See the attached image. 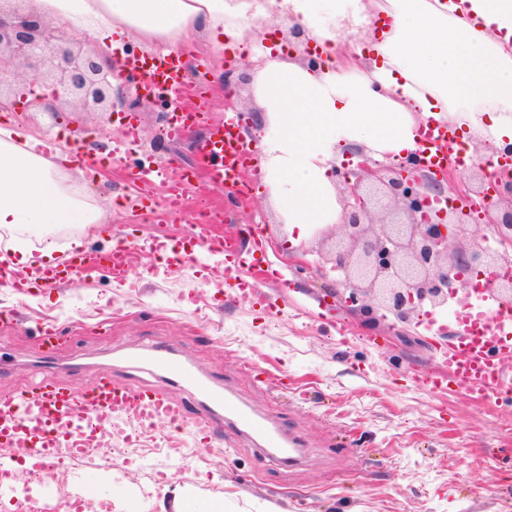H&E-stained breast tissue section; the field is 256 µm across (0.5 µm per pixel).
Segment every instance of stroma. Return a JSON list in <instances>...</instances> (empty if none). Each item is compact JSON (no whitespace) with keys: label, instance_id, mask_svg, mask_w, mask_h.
I'll return each mask as SVG.
<instances>
[{"label":"stroma","instance_id":"stroma-1","mask_svg":"<svg viewBox=\"0 0 512 512\" xmlns=\"http://www.w3.org/2000/svg\"><path fill=\"white\" fill-rule=\"evenodd\" d=\"M189 79L206 57L207 111L194 137L173 142L163 136L169 97L148 105L114 104L108 112H78L71 106L47 111L30 104L0 116V126L66 147L110 149L119 117L134 115L141 138L133 150L100 175L71 164L64 151L50 161L80 197L106 214L100 224L52 228L55 259L74 240L109 248L130 235L185 239L195 212L168 223L149 221L163 203L161 186L184 170L195 171L191 198L220 213L217 233L260 237L254 267H272L287 287L262 285L260 293L227 296L219 258L206 266H174L145 276L150 254L136 256L128 285L111 274L93 273L26 296L0 288V394L25 387L42 362L50 378L73 388L87 387L101 372L128 373L134 383L166 386L164 377L131 370L126 352L155 341L195 363L269 418L299 434L301 463L274 466L246 439L233 446L185 451L187 469L177 474L165 450L131 456L124 470L104 477L101 469L73 461L59 483L83 492L99 480L102 501L112 512H512V403L479 405L458 385L432 393L415 383L417 374L439 372L436 350L424 326L400 333L389 323L363 324L340 305L333 292L338 272L319 259V225L290 244L287 226L266 198L257 196L264 174L252 167L245 198L210 184L200 168L195 141L223 121L224 86L232 84L244 105L245 128L260 109L254 99L249 62L229 67L215 53L208 32L191 33ZM150 167L158 193L140 202L124 173L132 164ZM59 329L56 344L39 341L38 326Z\"/></svg>","mask_w":512,"mask_h":512}]
</instances>
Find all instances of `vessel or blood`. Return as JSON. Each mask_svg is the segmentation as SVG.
I'll return each instance as SVG.
<instances>
[{"instance_id":"vessel-or-blood-1","label":"vessel or blood","mask_w":512,"mask_h":512,"mask_svg":"<svg viewBox=\"0 0 512 512\" xmlns=\"http://www.w3.org/2000/svg\"><path fill=\"white\" fill-rule=\"evenodd\" d=\"M131 66L141 69L151 84L159 82L175 89L184 81L182 65L174 57L138 58ZM235 124L231 118L211 125L197 153L214 185L236 190L241 186L242 172L249 168L253 149L239 140L225 141V129ZM422 138L427 167L439 169L455 163L456 138L449 126H427ZM192 180V172L186 171L168 183L166 207L159 212V221L175 219L184 212ZM142 251L168 256L173 263L194 262L202 254L215 255L224 263L225 280L234 281L241 289H254L260 284L258 277L249 274L250 252L237 238L215 236L210 223L197 222L191 224L188 239L179 246L161 237L126 238L108 250H72L61 262L35 267L27 274L12 269L9 258L0 257V286L23 294L35 287H56L90 270L120 274L128 269L132 253ZM452 315L460 334L441 359L448 376L420 375V386L433 391L449 381L462 385L471 397L483 403L511 396L512 306L497 303L493 295L479 293L469 303L455 305ZM128 359L140 369L162 373L176 386L191 390L193 402L109 373L98 376L81 392L59 381H35L0 395V471L14 472L24 459L38 464L60 454H80L105 419L112 420L118 435L128 442L160 424L183 434L194 448L210 447L218 433L224 432L252 438L269 462L279 466L293 463L294 452L302 446L300 437L244 402L194 363L175 357L158 344L144 346L130 353ZM19 448L24 449V456H16Z\"/></svg>"}]
</instances>
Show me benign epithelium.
Listing matches in <instances>:
<instances>
[{
	"label": "benign epithelium",
	"instance_id": "7a95c632",
	"mask_svg": "<svg viewBox=\"0 0 512 512\" xmlns=\"http://www.w3.org/2000/svg\"><path fill=\"white\" fill-rule=\"evenodd\" d=\"M17 65L32 69V81L51 82V112L56 102L80 112L112 106V70L42 16L20 9L0 12V85L10 83L24 99L27 84L10 82L9 68ZM475 168L476 182L464 189L452 186L446 171H423L417 158L407 168L365 159L352 172L337 171L344 216L324 233L331 246L323 258L343 274L336 297L351 312L372 324L409 326L424 307L443 308L448 295L468 292L467 272L512 264V176L480 210L475 202L487 195L486 170ZM477 212L486 224L462 236L459 225ZM491 237L498 247L488 245ZM491 291L511 303L512 277L491 283Z\"/></svg>",
	"mask_w": 512,
	"mask_h": 512
}]
</instances>
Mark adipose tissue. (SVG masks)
<instances>
[{
  "label": "adipose tissue",
  "mask_w": 512,
  "mask_h": 512,
  "mask_svg": "<svg viewBox=\"0 0 512 512\" xmlns=\"http://www.w3.org/2000/svg\"><path fill=\"white\" fill-rule=\"evenodd\" d=\"M64 30L91 34L99 61L133 38L213 33L217 50L256 39L250 22L299 24L323 53L312 68L286 41L265 47L254 71L263 111L261 168L283 223L299 232L340 223L344 211L333 166L343 149L377 159L413 156L421 123L462 128L477 149L512 146V0H32ZM0 129V229L28 224H95L100 210L72 193L40 149Z\"/></svg>",
  "instance_id": "adipose-tissue-1"
}]
</instances>
